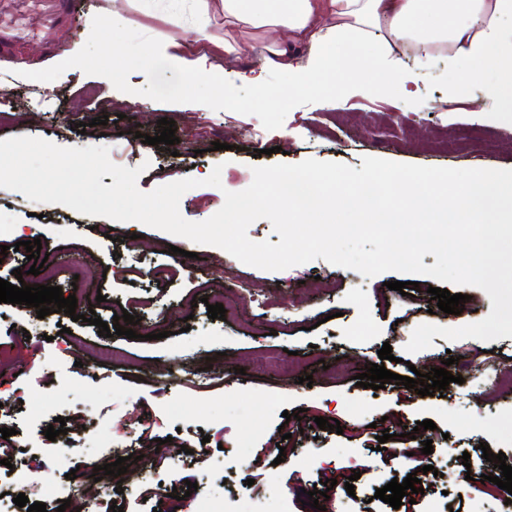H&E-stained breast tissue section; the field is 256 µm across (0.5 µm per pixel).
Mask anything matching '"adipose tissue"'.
Segmentation results:
<instances>
[{"mask_svg": "<svg viewBox=\"0 0 512 512\" xmlns=\"http://www.w3.org/2000/svg\"><path fill=\"white\" fill-rule=\"evenodd\" d=\"M224 52L238 53L235 34L274 32L265 44L273 66L288 75L296 94L325 93L323 81L344 71L359 86L361 73L378 69L404 84L409 75L400 44L424 57L445 54L449 64L466 60L463 84L498 81L486 94L512 101V0H222Z\"/></svg>", "mask_w": 512, "mask_h": 512, "instance_id": "ef3b65f1", "label": "adipose tissue"}]
</instances>
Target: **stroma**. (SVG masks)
Here are the masks:
<instances>
[{
  "instance_id": "1",
  "label": "stroma",
  "mask_w": 512,
  "mask_h": 512,
  "mask_svg": "<svg viewBox=\"0 0 512 512\" xmlns=\"http://www.w3.org/2000/svg\"><path fill=\"white\" fill-rule=\"evenodd\" d=\"M114 17L138 32L169 36L165 55H208L216 71L236 81L241 71H270L267 54L258 52L259 32L244 34L241 55L224 59V7L220 0H0V140L33 136L62 147L105 146L111 160L142 167L137 185L149 192L187 177L198 187L180 200L182 216L207 220L224 203L225 191H241L256 166L296 164L307 159L361 168L366 156L424 166L512 170V112L486 115L484 83L467 89L457 111H449L466 63L449 68L436 56L422 60L404 50L412 79L408 96L393 81H367L362 89L337 85L343 101L293 108L281 128L266 130L253 115L230 119L228 111L156 102L140 96L148 79L128 78L132 93L116 90L101 76L67 69L52 82L25 79L76 54L86 42L92 18ZM209 43L196 39L198 28ZM107 116L82 135L76 123ZM175 122L177 144L155 146L143 136H158L161 118ZM222 150H213V143ZM221 167V187L206 185ZM0 279L27 268L26 250L16 242L40 239L58 250L60 262L51 285L74 294L70 248L92 253L104 277L97 283L106 302L89 306L77 296L76 313L95 310L104 322L127 310L137 316L136 338L99 336L96 326L53 313L38 318L35 308L0 303V490L12 489L24 475L30 502L54 512L64 500L79 503L97 490L100 512L117 505L124 512H168L190 501H224L227 512H313L304 491L327 489L319 498L326 512H484L508 494L492 482L481 491L458 477L463 467L487 472L481 444L505 453L512 466V384L486 385L491 358L512 360V338L490 342L474 338L449 341L436 336L431 347L406 354L412 331L431 323L460 327L488 316L491 301L474 286L461 314L438 310L427 289L431 277L419 276L410 295L389 289L394 273L367 278L358 272L314 260L318 286L302 280L300 267L280 272L245 265L226 251L171 236L139 222L110 223L81 215L61 204L35 203L21 192L0 188ZM245 281L259 294L249 321L230 309L210 319L204 303L207 287L228 288ZM199 303L186 310L184 296ZM75 295V294H74ZM163 339H148L150 329ZM393 361L386 368L406 376L428 373L447 356L459 359L462 383H450L441 395L421 396L401 385L373 390L357 386L355 375L378 362L383 344ZM347 361L349 369L330 376L326 366ZM206 370L207 385L192 382ZM312 376V385L301 384ZM64 417L67 434L48 440L45 430ZM338 419L343 432L319 430L316 418ZM432 420L435 430L405 436L406 428ZM391 437L378 450L382 431ZM98 451L88 446L99 435ZM431 441L433 456L447 464L400 508L377 499V488L404 479L417 462L394 457L393 449ZM286 462H277L278 451ZM132 462L121 490L96 487L97 466L120 457ZM197 483L188 491L187 482ZM354 494H347L346 482ZM55 497H47V488ZM181 501H174V494Z\"/></svg>"
}]
</instances>
